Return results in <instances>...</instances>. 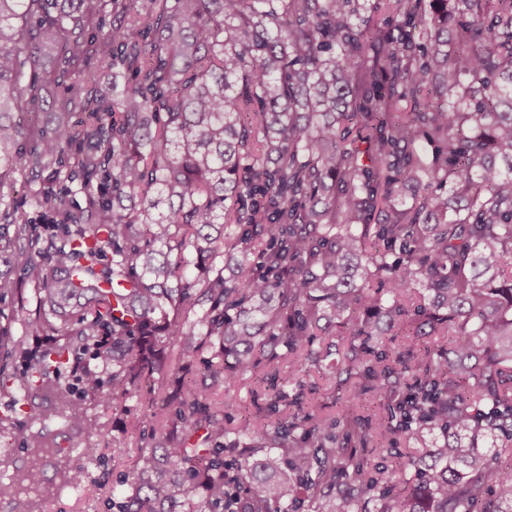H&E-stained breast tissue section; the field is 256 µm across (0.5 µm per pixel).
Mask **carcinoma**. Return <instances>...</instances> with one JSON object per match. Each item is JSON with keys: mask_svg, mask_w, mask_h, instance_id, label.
<instances>
[{"mask_svg": "<svg viewBox=\"0 0 512 512\" xmlns=\"http://www.w3.org/2000/svg\"><path fill=\"white\" fill-rule=\"evenodd\" d=\"M103 2L0 0V168L86 193L0 225V300L41 304L0 329L22 481L52 497L53 423L91 457L88 406L135 396L118 512H512V0H111L107 30ZM47 52L50 134L19 119ZM85 56L122 91L89 94ZM320 336L346 343L336 400L377 413L307 409ZM244 379L266 404L230 426ZM396 435L423 453L371 466Z\"/></svg>", "mask_w": 512, "mask_h": 512, "instance_id": "obj_1", "label": "carcinoma"}]
</instances>
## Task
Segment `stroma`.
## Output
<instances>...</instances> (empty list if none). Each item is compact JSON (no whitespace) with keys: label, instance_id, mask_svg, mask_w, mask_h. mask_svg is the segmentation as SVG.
Masks as SVG:
<instances>
[{"label":"stroma","instance_id":"stroma-1","mask_svg":"<svg viewBox=\"0 0 512 512\" xmlns=\"http://www.w3.org/2000/svg\"><path fill=\"white\" fill-rule=\"evenodd\" d=\"M10 404V397L0 394V457L10 460L9 467H0V484L5 486L18 481L32 454L26 443L14 437L11 423L3 419ZM88 413L102 426L101 434L95 438L97 455L85 457L77 448L66 457L44 455L42 481L54 489V496L40 501L34 489L20 498L10 494L0 496V512H16L17 502L22 498L35 502L38 512H112L121 481L132 471L139 448L149 442L153 418L150 410L134 398L126 399L121 410L93 406ZM77 468L86 473L85 481L79 486L67 480L68 471Z\"/></svg>","mask_w":512,"mask_h":512}]
</instances>
